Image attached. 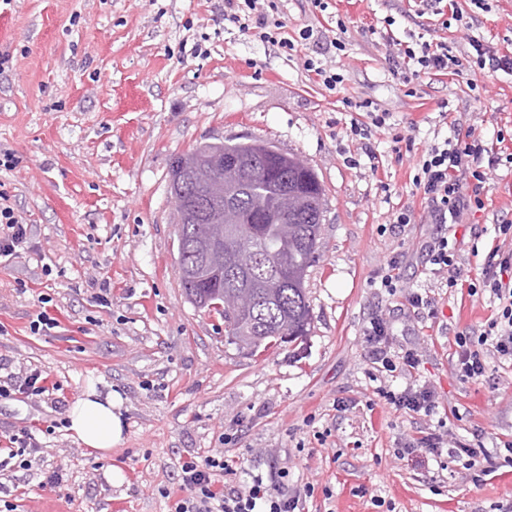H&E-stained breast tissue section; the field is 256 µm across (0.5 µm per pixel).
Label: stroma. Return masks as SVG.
I'll return each mask as SVG.
<instances>
[{
	"instance_id": "35a3bbf8",
	"label": "stroma",
	"mask_w": 512,
	"mask_h": 512,
	"mask_svg": "<svg viewBox=\"0 0 512 512\" xmlns=\"http://www.w3.org/2000/svg\"><path fill=\"white\" fill-rule=\"evenodd\" d=\"M274 0L272 15L297 46L287 52L242 31L224 0H0V170L9 203L31 227V247L0 257V385L37 368L59 381L57 400L0 399V447L35 431L43 451L31 469L0 474V512H169L184 497L178 461L224 452L241 480L313 484L310 512H498L512 465L474 482L464 460L439 467L425 449L398 456L422 428L448 442L494 449L512 440V364L490 358L498 388L453 371L456 333L495 313L488 295L451 288L425 265L423 241L447 226L417 218L381 233L403 205L420 207L412 182L422 151L462 118L495 140L512 134V75L467 65L469 37L512 44V0L463 18L424 12L421 0ZM312 30L302 41L298 33ZM448 42L459 71L404 81L393 41ZM343 77L326 89L307 58ZM361 102L413 129L396 157L373 133L375 158L358 153L351 119ZM258 140L304 161L324 190L316 261L305 280L312 314L305 339L249 355L227 343L224 321L196 309L178 278V229L169 171L207 144ZM485 207L457 228L466 280L481 273L491 235L474 226L512 222V167H500ZM399 259L395 294L374 280ZM435 298L438 315L413 309L409 293ZM55 328L33 334L39 314ZM393 325L389 345L422 365L399 379L377 372L362 328L372 314ZM122 399L124 434L106 457L63 427L88 380ZM428 383L439 407L423 417L380 402L375 389ZM232 443H225V435ZM120 468L122 486L110 484ZM61 470L54 490L41 473Z\"/></svg>"
}]
</instances>
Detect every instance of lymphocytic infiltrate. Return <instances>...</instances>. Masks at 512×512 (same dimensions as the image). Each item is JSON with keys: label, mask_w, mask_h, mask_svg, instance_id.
Returning <instances> with one entry per match:
<instances>
[{"label": "lymphocytic infiltrate", "mask_w": 512, "mask_h": 512, "mask_svg": "<svg viewBox=\"0 0 512 512\" xmlns=\"http://www.w3.org/2000/svg\"><path fill=\"white\" fill-rule=\"evenodd\" d=\"M398 57L413 66L414 73L445 76L457 72L461 60L447 44H432L421 40L400 41ZM505 134H497L496 146H489L475 127L461 119L446 126V134L435 138L421 155L419 172L414 185L423 194L430 223L455 225L464 214L482 210V195L493 171L502 165H512V152L503 144ZM9 196L0 190V257H11L26 249L29 227L16 216L8 203ZM495 242L483 258L481 274L469 285L471 294L486 293L498 302L496 314L478 329L456 336L455 374L461 380L480 381L489 371L490 358L512 361V224L493 227ZM456 239L440 236L422 245L435 274L445 276L449 287H457L460 268L457 264ZM392 332L389 321L376 315L369 319L363 336L370 348V358L376 370L402 374L420 368L416 351L393 354L387 348ZM377 394L384 404L419 416H431L437 408L436 394L426 384L403 389L378 387ZM427 449L434 457L444 455L466 459L475 474L486 473L491 455L487 449L457 442L453 448L443 446V438L434 432L405 443L407 453ZM182 486L192 490L188 499L177 500L174 512H305L307 498L315 488L289 489L286 483L266 485L261 477L243 484L237 471L223 455L193 456L179 460Z\"/></svg>", "instance_id": "f902f5d3"}]
</instances>
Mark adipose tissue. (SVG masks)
<instances>
[{
	"mask_svg": "<svg viewBox=\"0 0 512 512\" xmlns=\"http://www.w3.org/2000/svg\"><path fill=\"white\" fill-rule=\"evenodd\" d=\"M68 429L85 448L106 455L123 438L120 402L88 384L67 411Z\"/></svg>",
	"mask_w": 512,
	"mask_h": 512,
	"instance_id": "ef3b65f1",
	"label": "adipose tissue"
}]
</instances>
